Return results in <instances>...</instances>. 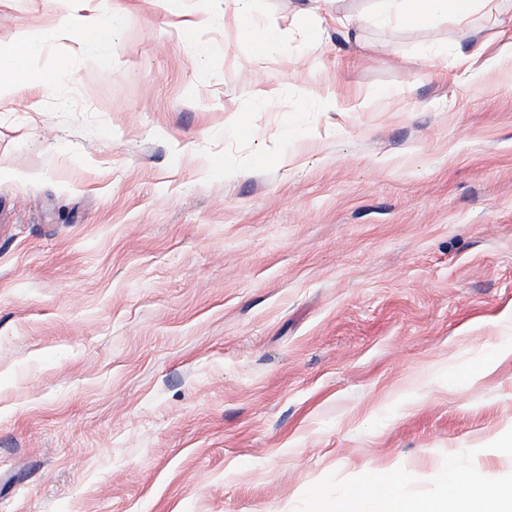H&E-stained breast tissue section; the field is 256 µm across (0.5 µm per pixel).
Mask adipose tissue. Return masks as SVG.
Here are the masks:
<instances>
[{
	"instance_id": "obj_1",
	"label": "adipose tissue",
	"mask_w": 512,
	"mask_h": 512,
	"mask_svg": "<svg viewBox=\"0 0 512 512\" xmlns=\"http://www.w3.org/2000/svg\"><path fill=\"white\" fill-rule=\"evenodd\" d=\"M492 0H386L373 19L387 25L400 23L420 27L452 17L469 19L490 7ZM397 475L374 474L368 479V493L348 494L336 504L335 512H512V487L493 489L482 485L460 492V479L449 475L438 500L418 502L400 495Z\"/></svg>"
}]
</instances>
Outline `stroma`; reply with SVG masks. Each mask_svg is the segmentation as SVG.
<instances>
[{
	"mask_svg": "<svg viewBox=\"0 0 512 512\" xmlns=\"http://www.w3.org/2000/svg\"><path fill=\"white\" fill-rule=\"evenodd\" d=\"M305 3L0 0V512L512 485V0ZM253 0H225L224 8L231 5L234 12H236L243 20L244 32L252 35L254 43V52L257 56H266L272 54L278 48V36L274 29L265 28L263 32L254 36L252 29V21L250 15V3ZM383 3L374 14L376 23L387 25L400 23L409 27H420L432 21L452 17L458 21L469 19L487 9L492 0H381ZM62 23L65 28L88 44H104L112 39L115 18L103 15L92 24L86 25L64 16ZM32 52V46L25 44L12 57L0 60V91L3 86L17 90L26 71L28 56Z\"/></svg>",
	"mask_w": 512,
	"mask_h": 512,
	"instance_id": "obj_1",
	"label": "stroma"
}]
</instances>
